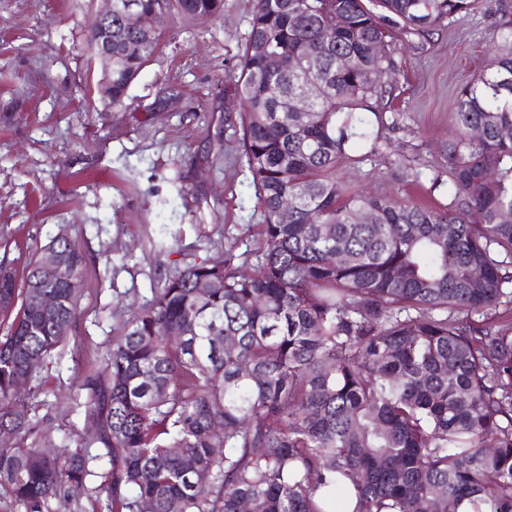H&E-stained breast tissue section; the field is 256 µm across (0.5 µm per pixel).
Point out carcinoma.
Returning a JSON list of instances; mask_svg holds the SVG:
<instances>
[{"label":"carcinoma","mask_w":512,"mask_h":512,"mask_svg":"<svg viewBox=\"0 0 512 512\" xmlns=\"http://www.w3.org/2000/svg\"><path fill=\"white\" fill-rule=\"evenodd\" d=\"M478 4L255 0L230 76L264 216L253 273L238 274L231 255L158 281L79 385L97 452L47 455L48 434L9 444L43 404L38 370L71 341L69 282L84 250L61 230L22 275L0 263V486L17 512L87 489L101 459L107 512H348L352 500L353 512H512V333L471 321L512 319V19L449 115L451 203L373 195L338 176L398 123L377 110L395 77V30L424 38ZM137 5L157 25L127 27L114 0V106L166 31L224 11V0ZM296 96L308 111H290ZM50 257L58 273L41 281ZM37 293L55 296L54 311L33 308Z\"/></svg>","instance_id":"1"}]
</instances>
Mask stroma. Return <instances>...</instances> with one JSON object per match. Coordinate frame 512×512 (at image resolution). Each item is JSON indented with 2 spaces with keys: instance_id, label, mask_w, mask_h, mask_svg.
<instances>
[{
  "instance_id": "stroma-1",
  "label": "stroma",
  "mask_w": 512,
  "mask_h": 512,
  "mask_svg": "<svg viewBox=\"0 0 512 512\" xmlns=\"http://www.w3.org/2000/svg\"><path fill=\"white\" fill-rule=\"evenodd\" d=\"M254 0L166 33L126 105L104 106L86 47L104 0H0V261L22 269L58 229L86 252L74 346L39 374L44 406L33 419L59 448L94 447L73 403L113 334L152 299L156 280L202 260L236 256L250 274L261 245L240 141L239 99L227 80L244 50ZM500 0L465 21L396 39L397 82L381 103L400 115L383 149L343 176L374 194L446 202L432 188L463 80L492 53ZM178 86L164 112L158 91Z\"/></svg>"
}]
</instances>
